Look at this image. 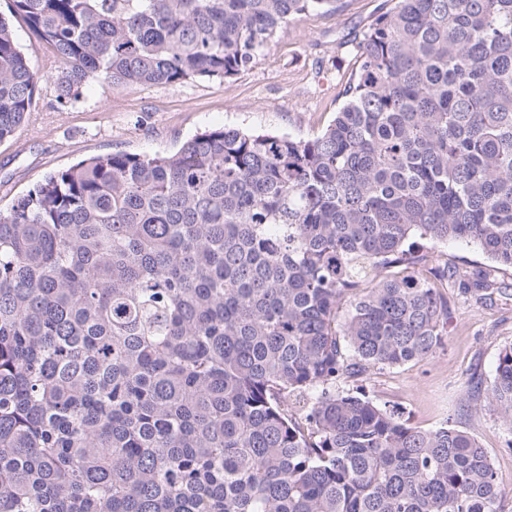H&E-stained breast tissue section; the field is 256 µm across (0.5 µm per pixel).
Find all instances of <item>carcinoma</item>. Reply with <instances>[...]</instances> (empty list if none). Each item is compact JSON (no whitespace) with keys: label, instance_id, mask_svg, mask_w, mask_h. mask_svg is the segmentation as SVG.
Masks as SVG:
<instances>
[{"label":"carcinoma","instance_id":"cac0c4a2","mask_svg":"<svg viewBox=\"0 0 512 512\" xmlns=\"http://www.w3.org/2000/svg\"><path fill=\"white\" fill-rule=\"evenodd\" d=\"M310 139L214 128L0 210V512H499L476 437L339 387L431 356L512 269V0H392ZM340 0H9L0 141L40 85L228 79ZM55 72L18 49L9 17ZM493 262L429 265L417 243ZM512 427V344L487 389ZM15 41L29 61L41 69L51 56L48 44L32 34L26 23L20 18H12Z\"/></svg>","mask_w":512,"mask_h":512}]
</instances>
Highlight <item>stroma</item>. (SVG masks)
I'll list each match as a JSON object with an SVG mask.
<instances>
[{"label":"stroma","instance_id":"35a3bbf8","mask_svg":"<svg viewBox=\"0 0 512 512\" xmlns=\"http://www.w3.org/2000/svg\"><path fill=\"white\" fill-rule=\"evenodd\" d=\"M384 5L385 0H343L340 9L299 16L249 69L226 80L147 88L100 81L66 104L43 86L24 123L0 141V208L80 159L112 152L165 155L212 128L313 137L343 101L357 67L356 36ZM424 251L433 264L460 270L488 263L464 242L429 243ZM496 277L505 292L486 303L461 296L455 284L442 285L448 318L432 356L371 370L346 387L397 409L410 425L430 429L452 420L467 428L488 450L506 490L500 512H512V427L491 402L475 416L465 410L468 378L489 385L500 349L512 343V271Z\"/></svg>","mask_w":512,"mask_h":512}]
</instances>
